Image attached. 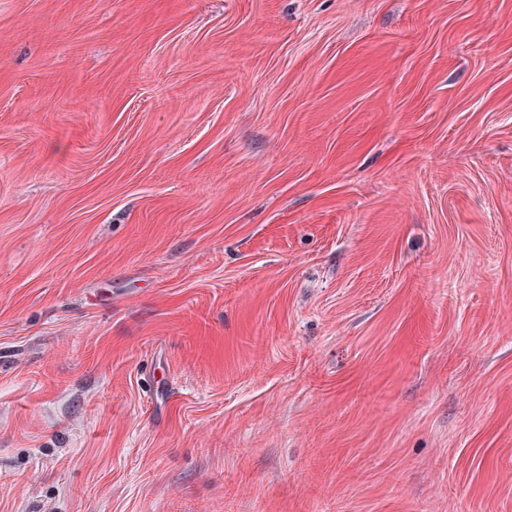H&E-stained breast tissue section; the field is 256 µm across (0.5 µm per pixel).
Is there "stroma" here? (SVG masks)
<instances>
[{
  "instance_id": "1",
  "label": "stroma",
  "mask_w": 512,
  "mask_h": 512,
  "mask_svg": "<svg viewBox=\"0 0 512 512\" xmlns=\"http://www.w3.org/2000/svg\"><path fill=\"white\" fill-rule=\"evenodd\" d=\"M0 512H512V0H0Z\"/></svg>"
}]
</instances>
